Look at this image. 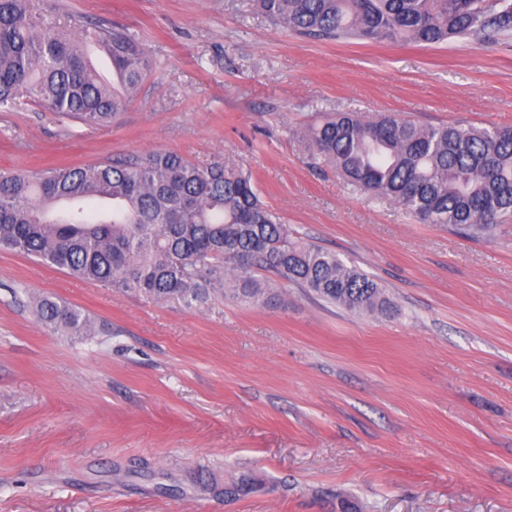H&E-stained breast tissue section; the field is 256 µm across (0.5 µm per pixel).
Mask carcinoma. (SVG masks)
Segmentation results:
<instances>
[{
    "label": "carcinoma",
    "instance_id": "obj_1",
    "mask_svg": "<svg viewBox=\"0 0 512 512\" xmlns=\"http://www.w3.org/2000/svg\"><path fill=\"white\" fill-rule=\"evenodd\" d=\"M276 24L320 40L434 45L512 36V0H249ZM94 42L112 65L105 80L87 43L36 21L32 0H0V109L34 103L96 128L115 122L153 69L141 42L106 20ZM316 156L351 185L396 202L422 224L474 238L512 221V126L422 125L395 115L365 121L325 113L304 132ZM65 200L60 209L56 201ZM0 250L85 280L185 305L227 290L270 305L255 269L350 311L386 314L383 288L335 253L288 234L248 173L221 161L200 168L172 151L84 167L0 170ZM39 319L84 340L100 335L85 311L36 302Z\"/></svg>",
    "mask_w": 512,
    "mask_h": 512
}]
</instances>
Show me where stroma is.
<instances>
[{
    "instance_id": "1",
    "label": "stroma",
    "mask_w": 512,
    "mask_h": 512,
    "mask_svg": "<svg viewBox=\"0 0 512 512\" xmlns=\"http://www.w3.org/2000/svg\"><path fill=\"white\" fill-rule=\"evenodd\" d=\"M126 27L155 68L118 123L0 112V169L165 150L253 177L291 236L373 276L391 315L318 300L186 306L0 252V512H512V224L473 239L348 185L322 112L512 125V39L304 38L244 0H33ZM41 297L101 328L52 331ZM254 485L235 500L224 485Z\"/></svg>"
}]
</instances>
